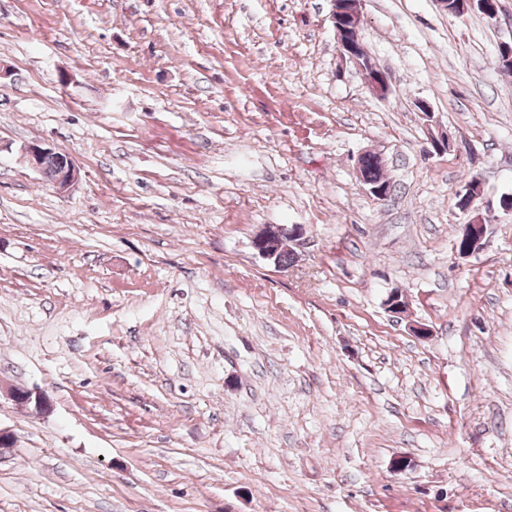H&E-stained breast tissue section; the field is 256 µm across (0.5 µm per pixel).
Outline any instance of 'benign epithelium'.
Listing matches in <instances>:
<instances>
[{"instance_id":"obj_1","label":"benign epithelium","mask_w":512,"mask_h":512,"mask_svg":"<svg viewBox=\"0 0 512 512\" xmlns=\"http://www.w3.org/2000/svg\"><path fill=\"white\" fill-rule=\"evenodd\" d=\"M331 20L336 37V44L340 58L343 62L352 65L364 77L366 87L370 92L381 98H387L391 93L389 76L379 69L373 58L365 49L361 40L363 26V0H332ZM438 7L453 16H462L470 11L477 10L487 18H498L499 2L497 0H434ZM24 157L29 167L41 174L44 161L48 156L58 159L55 175L50 182L60 193L69 191L78 180V169L73 159L65 154L45 147L38 142L24 146ZM468 206L464 213H475V217L467 218L459 224V239L471 244V249L463 256H475L489 244V228L483 224V213L494 208V203L483 198V192L467 194ZM298 227L285 228L280 224H267L253 238L252 246L264 259L281 268L283 264L278 254L284 248H291L297 240Z\"/></svg>"}]
</instances>
